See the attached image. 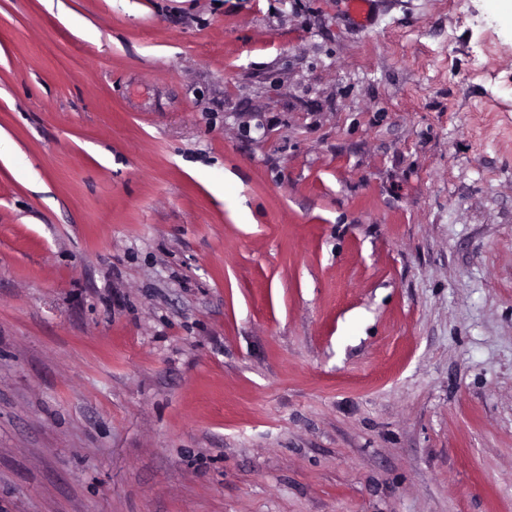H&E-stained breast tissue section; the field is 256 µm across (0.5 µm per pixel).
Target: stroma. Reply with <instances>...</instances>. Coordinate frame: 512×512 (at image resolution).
<instances>
[{"mask_svg": "<svg viewBox=\"0 0 512 512\" xmlns=\"http://www.w3.org/2000/svg\"><path fill=\"white\" fill-rule=\"evenodd\" d=\"M0 512H512L491 0H0Z\"/></svg>", "mask_w": 512, "mask_h": 512, "instance_id": "1", "label": "stroma"}]
</instances>
